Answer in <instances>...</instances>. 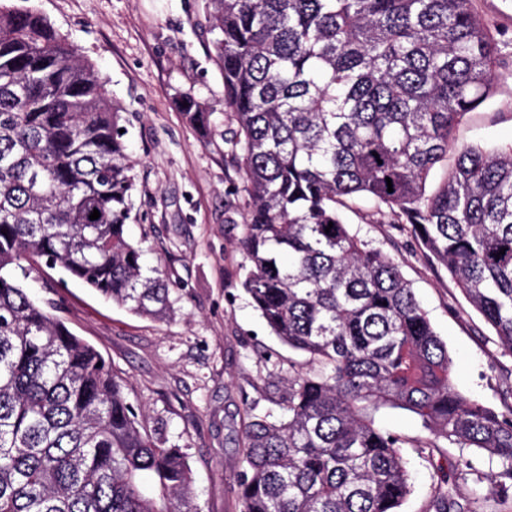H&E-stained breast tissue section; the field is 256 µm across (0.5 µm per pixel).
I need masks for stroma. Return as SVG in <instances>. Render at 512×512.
Wrapping results in <instances>:
<instances>
[{
    "label": "stroma",
    "instance_id": "stroma-1",
    "mask_svg": "<svg viewBox=\"0 0 512 512\" xmlns=\"http://www.w3.org/2000/svg\"><path fill=\"white\" fill-rule=\"evenodd\" d=\"M33 3L109 82L136 181L126 232L140 247L144 268L166 270L174 313L162 321L136 316L42 262L21 284L102 354L128 401L141 409L144 429L183 450L201 512H240L244 421L281 416L287 393L272 385V377L291 368L309 372L314 365L270 332L243 291V174L223 139H203L180 103L183 93H192L220 130L233 125L204 0ZM473 7L498 41L499 78L492 95L463 118L456 140L504 149L512 145V22L502 21L498 0H473ZM340 213L352 234L391 256L412 284L448 347L456 389L501 406L512 381V355L447 271L431 262L385 205L357 196ZM376 421L404 441L411 493L400 512H428L439 485L459 488L468 498L494 496L504 512H512V486L488 484L498 469L495 459L467 449L422 447L419 420L403 410H380Z\"/></svg>",
    "mask_w": 512,
    "mask_h": 512
}]
</instances>
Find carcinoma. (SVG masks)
Masks as SVG:
<instances>
[{"label":"carcinoma","mask_w":512,"mask_h":512,"mask_svg":"<svg viewBox=\"0 0 512 512\" xmlns=\"http://www.w3.org/2000/svg\"><path fill=\"white\" fill-rule=\"evenodd\" d=\"M206 2L248 195L241 288L319 367L278 377L282 418L244 422L241 512H398L410 483L403 439L375 422L385 407L415 415L428 448L496 457L490 485L512 483V404L455 389L411 283L339 213L357 194L384 203L512 355V148L456 143L492 94L487 25L471 0ZM181 100L211 137V113ZM119 119L77 47L35 7L0 3V512H199L182 449L141 427L102 355L20 284L22 262L44 259L137 316L173 312L166 271L125 236ZM430 510L471 512L440 488Z\"/></svg>","instance_id":"cac0c4a2"}]
</instances>
